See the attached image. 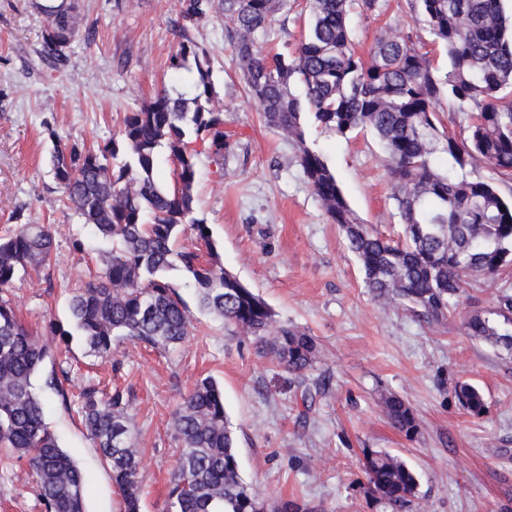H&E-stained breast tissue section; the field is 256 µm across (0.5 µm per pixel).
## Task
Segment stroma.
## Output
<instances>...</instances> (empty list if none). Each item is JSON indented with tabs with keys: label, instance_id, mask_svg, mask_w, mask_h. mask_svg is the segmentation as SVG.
<instances>
[{
	"label": "stroma",
	"instance_id": "35a3bbf8",
	"mask_svg": "<svg viewBox=\"0 0 512 512\" xmlns=\"http://www.w3.org/2000/svg\"><path fill=\"white\" fill-rule=\"evenodd\" d=\"M78 3L95 39L76 37L70 67L52 71L39 57L45 16L32 0H0V235L15 227L19 214L51 225L55 236L49 274L19 275L4 297L46 340L50 323L68 322L70 289L98 271L112 249L63 204L47 162L53 143L101 144L162 85L189 89L188 80L174 81L167 69L183 0ZM308 14V0H288L274 16L265 47H295ZM349 26L364 56L386 32L441 54L427 26L414 20L409 0H380L374 14L352 11ZM190 34L211 56L223 131L234 145L220 168L201 152L194 214L209 224L225 269L266 301L277 323L319 339L324 356L310 379L325 377L329 384L302 401L293 376L261 356L252 338L235 335L201 309L186 272L170 271L193 324L183 345L156 350L119 337L102 359L71 340L67 355L44 364L48 371L70 372L66 406L44 390L43 378L35 380L44 391L48 427L86 477V512H125V506L78 414L80 390L93 383L103 394L117 387L128 393L142 461L141 512H166L181 454L172 413L207 376L223 389L240 474L269 502L296 498L319 512H386L368 493L363 471L365 451L382 450L417 475L409 512H512V359L461 328L471 304L496 306L500 282H476L458 298L454 317L441 322H424L401 306L382 308L313 194L296 145L267 126L248 94L223 17L212 15ZM305 131L362 221L396 233L399 216L376 137L364 131L343 138L311 122ZM77 241L84 251H75ZM458 382L480 389L488 406L484 417L473 418L458 404ZM384 392L401 395L413 408L416 436L406 437L382 415ZM0 512H44L26 461L0 459Z\"/></svg>",
	"mask_w": 512,
	"mask_h": 512
}]
</instances>
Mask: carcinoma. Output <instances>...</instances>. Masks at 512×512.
Listing matches in <instances>:
<instances>
[{
    "label": "carcinoma",
    "mask_w": 512,
    "mask_h": 512,
    "mask_svg": "<svg viewBox=\"0 0 512 512\" xmlns=\"http://www.w3.org/2000/svg\"><path fill=\"white\" fill-rule=\"evenodd\" d=\"M47 17L40 60L53 70L71 64L68 49L82 26L75 0L36 4ZM380 0H309L304 35L287 52L271 54L259 43L279 0H184L189 23L215 12L224 15L238 72L259 103L266 123L291 137L299 165L331 223L346 238L363 271L364 287L376 300L401 305L428 320L452 315L454 299L474 281L512 266V199L499 179L512 178V25L501 0H412L414 19L429 27L448 59V71L419 53L410 37L380 35L369 59L354 49L348 17L353 9L374 14ZM177 48L168 60L175 74L191 76L190 94L161 89L126 113L119 138L102 145H54L49 163L63 203L97 236L112 242L105 268L69 298V328L51 326L69 346L80 337L98 357L112 355L117 336L155 349L183 343L192 320L166 279L178 267L190 274L202 308L218 314L233 332L252 338L261 354L303 381L322 355L318 339L295 326L275 324L268 304L224 269L209 226L194 217L193 188L198 153L188 144L208 140L215 159L233 149L224 132L211 60L183 24L175 25ZM470 113L464 132H445L442 100ZM341 137L369 130L378 139L393 178L392 199L402 221L398 239L361 221L336 174L305 139L304 121ZM168 149L175 184L156 179L159 149ZM207 250L178 248L185 231ZM54 250L49 224H21L0 236V290L29 268L46 269ZM464 335L512 354V294L494 310H473ZM50 350L0 300V444L27 459L45 512H84L86 484L78 465L44 422L45 402L34 380ZM69 373L52 371L51 392L69 403ZM458 403L472 416L486 414L482 392L461 382ZM387 421L411 438L419 425L409 404L392 392L380 394ZM79 412L90 439L108 466L125 512H139L141 458L131 440L129 400L116 389L102 398L94 386L81 392ZM182 452L168 492L170 512H316L287 501L275 506L239 473L235 437L215 380L196 382L172 414ZM372 496L392 512L412 503L415 473L381 451L364 453Z\"/></svg>",
    "instance_id": "1"
}]
</instances>
